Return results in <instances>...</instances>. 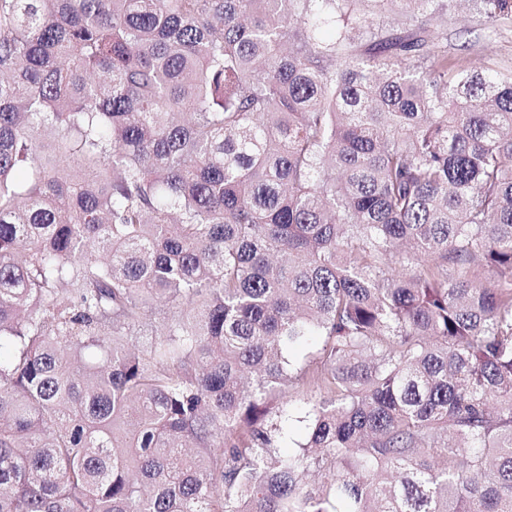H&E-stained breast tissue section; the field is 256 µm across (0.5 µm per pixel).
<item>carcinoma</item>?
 Wrapping results in <instances>:
<instances>
[{
    "label": "carcinoma",
    "instance_id": "cac0c4a2",
    "mask_svg": "<svg viewBox=\"0 0 512 512\" xmlns=\"http://www.w3.org/2000/svg\"><path fill=\"white\" fill-rule=\"evenodd\" d=\"M447 16L0 0V512H512V75ZM154 314L151 317V320L148 321L146 325L140 327L137 332L132 333V336H128V343L130 345L136 346L138 349H149L152 344L157 342L159 336L157 334L160 333L163 325V317L165 316L160 309H164L162 304L155 302ZM323 339L321 337L311 338L301 344L293 347L291 357L293 360V378L287 387L273 400L276 405L287 406L290 419L284 426V432L289 436V448H280L282 452L297 450L294 443L303 441L306 433L305 424L297 422V417L301 416V411L305 407L304 402L310 398L308 384L306 379H300L301 372L307 369V365L313 359L318 357L322 348ZM300 379V380H299Z\"/></svg>",
    "mask_w": 512,
    "mask_h": 512
}]
</instances>
